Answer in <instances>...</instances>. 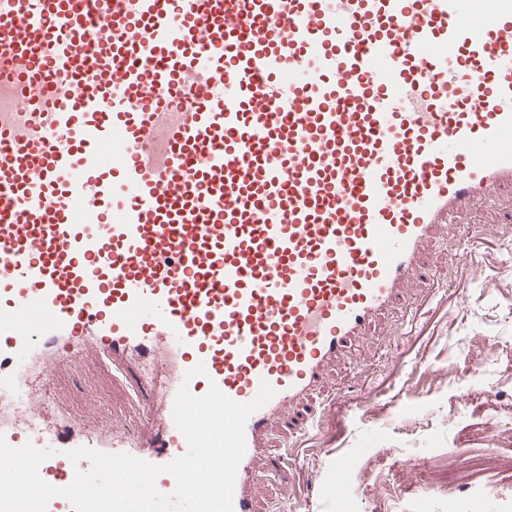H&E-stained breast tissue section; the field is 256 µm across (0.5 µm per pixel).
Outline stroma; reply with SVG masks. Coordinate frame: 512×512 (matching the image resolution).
Instances as JSON below:
<instances>
[{"mask_svg":"<svg viewBox=\"0 0 512 512\" xmlns=\"http://www.w3.org/2000/svg\"><path fill=\"white\" fill-rule=\"evenodd\" d=\"M164 370L115 369L94 347L50 361L33 386L45 426L69 422L148 445ZM488 421L482 442L457 431ZM512 191L482 192L427 246L420 278L368 335L280 417L249 487L256 512H336L337 455L349 457L348 512H471L472 484L436 475L449 460L496 458L487 512H512Z\"/></svg>","mask_w":512,"mask_h":512,"instance_id":"1","label":"stroma"}]
</instances>
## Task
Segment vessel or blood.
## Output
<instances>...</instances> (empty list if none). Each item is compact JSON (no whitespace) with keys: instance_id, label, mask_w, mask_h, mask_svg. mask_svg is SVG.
<instances>
[{"instance_id":"obj_1","label":"vessel or blood","mask_w":512,"mask_h":512,"mask_svg":"<svg viewBox=\"0 0 512 512\" xmlns=\"http://www.w3.org/2000/svg\"><path fill=\"white\" fill-rule=\"evenodd\" d=\"M512 187V0H0V383L95 344L164 366L144 447L0 436L163 465L181 384L239 403L234 512L269 428L414 287L448 213ZM205 375L186 379L197 364Z\"/></svg>"}]
</instances>
